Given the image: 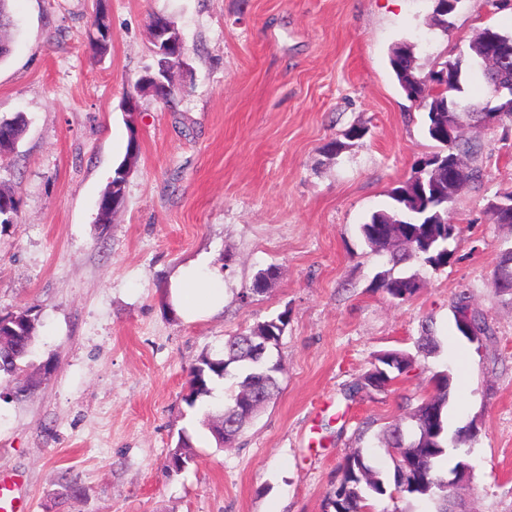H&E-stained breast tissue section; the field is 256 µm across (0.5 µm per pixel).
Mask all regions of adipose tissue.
I'll return each mask as SVG.
<instances>
[{"instance_id":"1","label":"adipose tissue","mask_w":512,"mask_h":512,"mask_svg":"<svg viewBox=\"0 0 512 512\" xmlns=\"http://www.w3.org/2000/svg\"><path fill=\"white\" fill-rule=\"evenodd\" d=\"M164 298L185 321L209 319L224 310V275L205 261L190 262L170 277Z\"/></svg>"}]
</instances>
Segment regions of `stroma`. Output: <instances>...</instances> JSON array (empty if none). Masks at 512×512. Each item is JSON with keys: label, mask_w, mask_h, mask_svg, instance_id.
<instances>
[{"label": "stroma", "mask_w": 512, "mask_h": 512, "mask_svg": "<svg viewBox=\"0 0 512 512\" xmlns=\"http://www.w3.org/2000/svg\"><path fill=\"white\" fill-rule=\"evenodd\" d=\"M112 31L92 57L97 6ZM434 0H15L14 41L0 60V117L23 115L24 134L0 153V186L19 200L0 224V316L30 310L28 368L39 383L23 398L0 379V470L19 474L29 512H324L342 457L360 448L380 471L383 429L452 378L453 427L473 467L455 496L464 512H512V295L494 269L512 225L492 224L489 199L512 193V129L466 128L485 179L449 206L460 233L442 270L411 267L408 301L374 288L384 257L359 226L435 149L424 113L402 93L392 48L412 46L419 70L457 56L482 28L512 33V4L460 0L454 27L429 25ZM172 19L187 48L173 105L121 102L152 62V15ZM362 137L346 139L351 128ZM139 133L125 200L111 224L97 203ZM345 139L339 154L328 151ZM202 259L223 272L224 313L188 323L163 288ZM268 291L241 303L256 273ZM468 293L491 333L457 336L453 302ZM287 312L272 358L280 392L234 444L203 426L229 381L188 407L190 368L222 351L230 334ZM431 354L416 343L423 330ZM404 350L416 369L387 391L353 392L377 354ZM194 460L165 461L179 436ZM82 489L58 497L62 474Z\"/></svg>", "instance_id": "stroma-1"}]
</instances>
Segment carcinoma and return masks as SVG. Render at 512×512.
<instances>
[{
    "instance_id": "carcinoma-1",
    "label": "carcinoma",
    "mask_w": 512,
    "mask_h": 512,
    "mask_svg": "<svg viewBox=\"0 0 512 512\" xmlns=\"http://www.w3.org/2000/svg\"><path fill=\"white\" fill-rule=\"evenodd\" d=\"M109 24L106 15L99 14L95 31L88 34V48L94 55L103 56L109 48ZM491 37L507 48V56L498 62L497 72L512 86V34L494 27L483 28L469 45L472 58L481 71H486L482 55L485 37ZM390 65L400 88L410 100L420 101L426 114V133L438 144L432 156L448 161L457 157L473 160L480 151V144L469 138H460L448 144L440 140L439 122L453 110L464 85L473 70L462 57L436 61V68L421 73L415 65L413 48L400 44L393 48ZM484 107L481 110L462 107L459 113L466 120L479 121L483 112L497 111L498 123L512 124V95H494V90L482 84ZM25 129V119L18 114L0 119V132L10 138L0 140V151L16 144ZM387 208L373 212L368 221L359 226L364 242L373 252L384 251L390 268L378 273L376 289L388 297L404 302L419 290V282L413 274L396 271L402 265L422 261L431 267L446 268L452 258L448 245L459 232V225L450 223L448 216V185H431V177L423 184L406 180L389 192ZM497 270L507 278L509 286L497 292L512 295V249L501 251ZM453 308L469 313L474 327L484 336L490 326L484 315L471 308L469 296L461 293ZM19 320L14 323L0 318V376L15 381L13 394L23 397L36 386V381L25 376V361L32 351L35 323L29 311L12 314ZM288 325V311H283L255 326L238 332L224 340V359L201 356L188 373L185 403L193 407L197 401L212 394L211 384L231 375L236 368L242 378L241 392L224 404V444L234 443L245 424L254 416L258 405L267 403L278 392L279 379L274 365L268 361L270 351L278 346L280 337ZM416 359L403 351H387L376 357V363L352 391H380L396 379V376L414 369ZM448 374L434 376L433 392L423 398L408 412L410 426L398 420L385 427L386 444L398 449V461L392 463L390 477L384 478L371 465L362 450L347 453L337 468L336 484L325 500V512H364L371 502L383 497L393 498V493L409 495L433 504L434 512H452L449 504L448 474L444 468L450 452L457 450L455 443L460 431L448 429ZM193 461L188 441L179 438L167 459L168 468L179 471Z\"/></svg>"
}]
</instances>
